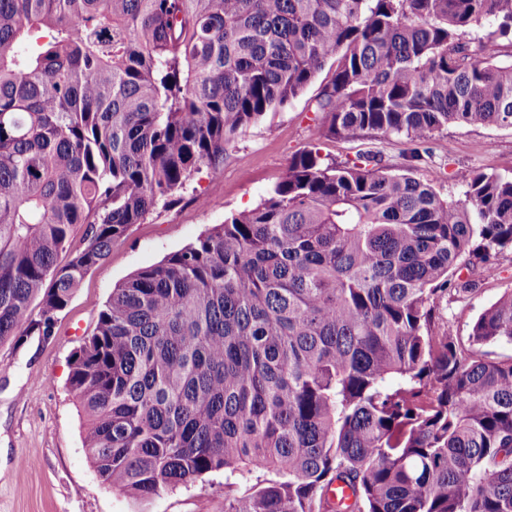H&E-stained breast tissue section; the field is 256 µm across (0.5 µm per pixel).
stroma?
<instances>
[{
  "instance_id": "35a3bbf8",
  "label": "stroma",
  "mask_w": 512,
  "mask_h": 512,
  "mask_svg": "<svg viewBox=\"0 0 512 512\" xmlns=\"http://www.w3.org/2000/svg\"><path fill=\"white\" fill-rule=\"evenodd\" d=\"M332 74V67H325L297 98L246 128L223 165L197 174L179 202L157 207L113 243L61 314L55 336L45 342L31 337L20 346L0 342V512H224V490L216 477L143 503L104 484L83 447L82 418L68 386L69 359L82 335L92 332L116 285L225 217L255 207L295 152L315 143L321 154L344 162L374 150L393 172L411 171L454 202L465 198L463 174L512 173L510 129L448 127L429 140V158L413 167L402 137L361 132L348 140H315L316 102ZM496 266L491 278L478 262L462 269L475 289L448 306L453 335L467 338L472 322L512 289V252L499 254Z\"/></svg>"
}]
</instances>
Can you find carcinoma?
<instances>
[{"label": "carcinoma", "instance_id": "obj_1", "mask_svg": "<svg viewBox=\"0 0 512 512\" xmlns=\"http://www.w3.org/2000/svg\"><path fill=\"white\" fill-rule=\"evenodd\" d=\"M509 47L512 0H0V341L55 335L114 242L326 65L316 135L419 160L450 124L512 130ZM466 184L312 145L112 289L69 362L98 476L139 501L221 476L224 512H512V356L485 350L512 289L465 343L443 308L512 251V175Z\"/></svg>", "mask_w": 512, "mask_h": 512}]
</instances>
